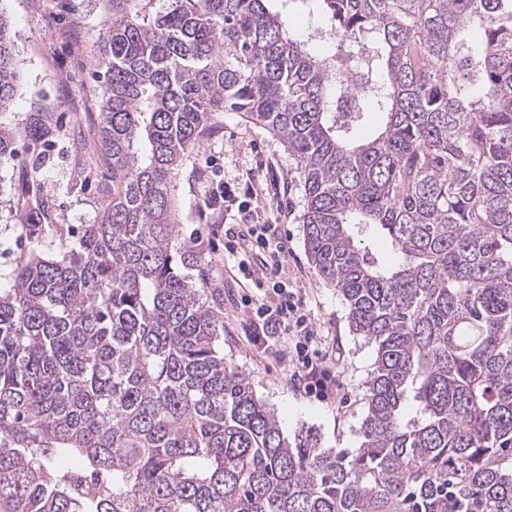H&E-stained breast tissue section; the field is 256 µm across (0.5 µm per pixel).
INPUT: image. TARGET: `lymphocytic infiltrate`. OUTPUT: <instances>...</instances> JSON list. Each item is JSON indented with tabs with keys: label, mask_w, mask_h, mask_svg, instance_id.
Listing matches in <instances>:
<instances>
[{
	"label": "lymphocytic infiltrate",
	"mask_w": 512,
	"mask_h": 512,
	"mask_svg": "<svg viewBox=\"0 0 512 512\" xmlns=\"http://www.w3.org/2000/svg\"><path fill=\"white\" fill-rule=\"evenodd\" d=\"M225 251L237 262L238 271L249 277L262 295L251 305L255 336L295 337L292 360L294 379L304 382L308 394L326 398L333 384L318 350L310 346L312 322L303 311L298 293L289 291L279 276L284 268L288 245L275 225L261 222L240 225L227 231Z\"/></svg>",
	"instance_id": "1"
}]
</instances>
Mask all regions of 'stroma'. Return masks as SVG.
I'll return each instance as SVG.
<instances>
[{"label": "stroma", "instance_id": "1", "mask_svg": "<svg viewBox=\"0 0 512 512\" xmlns=\"http://www.w3.org/2000/svg\"><path fill=\"white\" fill-rule=\"evenodd\" d=\"M0 12L8 21L18 72L15 97L0 111V128L13 135L9 153L0 157V288H6L5 273L21 247L52 253L60 244L52 234L24 224L32 203L27 188L35 177L59 171L70 181V189L56 193V223L91 224L101 213V187L111 174L94 150L100 112L94 70L112 0H0ZM39 116L53 126L51 139L41 142L29 134ZM213 124L176 171L170 193L181 239L201 247L210 282L224 288V359L249 375L256 395L275 411L288 438L304 437L323 449L357 447L365 383L376 354L351 331L342 295L305 253L297 163L277 137L242 113H216ZM251 174L275 181L266 219L288 242V286L299 289L305 301L316 340L336 375L335 398L308 396L291 380L287 362L264 354L263 342L251 338L250 317L239 306L243 289L225 279L224 238L213 233L224 214L214 209L212 195L219 184L233 187Z\"/></svg>", "mask_w": 512, "mask_h": 512}]
</instances>
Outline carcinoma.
I'll return each mask as SVG.
<instances>
[{
    "mask_svg": "<svg viewBox=\"0 0 512 512\" xmlns=\"http://www.w3.org/2000/svg\"><path fill=\"white\" fill-rule=\"evenodd\" d=\"M271 2L112 0L102 214L0 289V512H512V0H319L327 58ZM225 110L296 159L306 252L375 347L352 450L289 441L224 362L169 185ZM54 212L30 226L62 240Z\"/></svg>",
    "mask_w": 512,
    "mask_h": 512,
    "instance_id": "1",
    "label": "carcinoma"
}]
</instances>
